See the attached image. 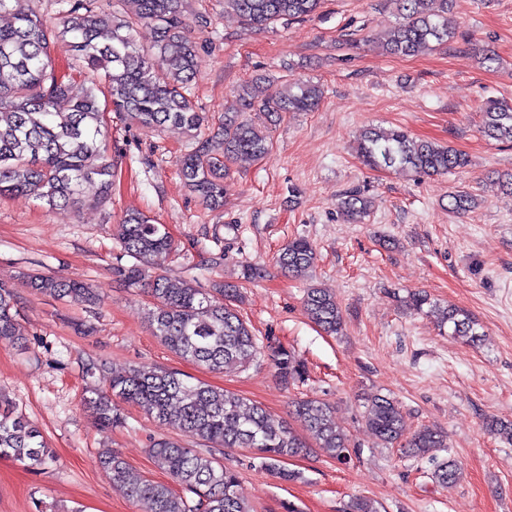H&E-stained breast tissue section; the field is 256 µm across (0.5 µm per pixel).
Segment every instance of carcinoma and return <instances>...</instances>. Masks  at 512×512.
Wrapping results in <instances>:
<instances>
[{"instance_id":"obj_1","label":"carcinoma","mask_w":512,"mask_h":512,"mask_svg":"<svg viewBox=\"0 0 512 512\" xmlns=\"http://www.w3.org/2000/svg\"><path fill=\"white\" fill-rule=\"evenodd\" d=\"M69 9L58 23L29 7L28 0H0V14L10 22L0 25V197L27 196L51 208L76 207L84 202L83 189L96 188V201L112 195L115 160L106 129L108 109L123 112L137 125L176 126L198 131L209 123L195 106L191 84L196 74L198 47L187 33L183 0H125L131 10L117 16L96 9L98 0H68ZM321 0H224L250 26L278 19H304ZM453 0H398L400 20L382 43L389 55L410 56L455 34L448 17ZM148 25L154 37L144 47L136 27ZM63 40L72 50V65L81 80L60 73L52 56L53 45ZM322 90L310 81L288 83L276 94L253 80L238 93L235 107L224 113L217 130L178 161L185 185L212 210L223 205L231 179L230 164L238 156L265 157L270 150L268 124L286 112H311ZM66 105L60 109V105ZM481 132L488 138L512 143V103L492 99L484 103ZM359 156L371 168L397 167L425 175L462 169L467 156L449 146L415 140L400 129L380 126L366 130ZM476 198L465 190L448 194V211L462 214ZM338 210L350 223L370 214V201L357 191L344 193ZM122 253L134 262L114 268L128 287L141 288L152 298L148 319L155 335L178 357L216 372L235 363L250 366L261 354L247 323L235 304L239 286L226 283L208 289L199 279L159 274L147 278L143 263H158L176 250L161 224L139 211L124 214L116 228ZM317 259L313 244L296 237L285 244L276 263L289 273H301ZM33 291L91 305L97 300L84 282L35 273L26 276ZM409 308L429 307L440 315L448 334L473 344L481 341L476 320L461 308H440L423 291H410ZM14 288L0 280V339L21 335L13 309ZM303 307L309 319L331 335L342 331L344 317L336 297L323 288L307 289ZM269 358L279 380L288 385L304 377V365L282 347L271 348ZM97 425L123 423L120 404H132L160 424L190 433L210 444L198 451L170 438L151 444L149 453L172 482L193 494L189 499L170 486L134 479L118 451L101 459L112 485L133 499L151 503V512H249L239 492L237 473L224 466L216 452L248 448L262 465L288 481L286 460L306 455L310 447L283 421L262 405L171 370L133 366L112 377L107 389L90 388L83 396ZM292 414L302 422L318 448L338 461L350 457L348 437L337 425L331 406L316 399L293 402ZM366 427L386 448L403 444L412 456L428 459L432 478L443 486L462 477V467L439 452L448 448L443 432L423 428L404 437L403 415L386 396L372 397L363 413ZM486 428L512 443V421L491 419ZM0 457L37 470L54 461L42 432L32 426L15 404L0 402Z\"/></svg>"}]
</instances>
